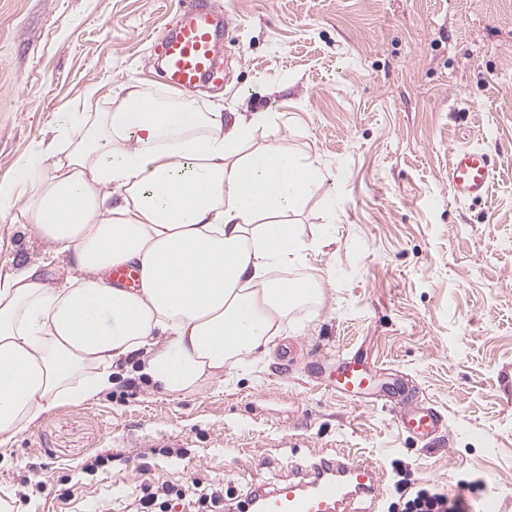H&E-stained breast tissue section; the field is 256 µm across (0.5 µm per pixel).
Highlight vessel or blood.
I'll return each instance as SVG.
<instances>
[{
  "mask_svg": "<svg viewBox=\"0 0 512 512\" xmlns=\"http://www.w3.org/2000/svg\"><path fill=\"white\" fill-rule=\"evenodd\" d=\"M237 27L227 14H219L209 0H187L173 25L160 37L153 58L165 67L168 86L186 92L202 84H222L217 60L219 39H234ZM495 178V167L481 149L459 146L451 151L448 184L461 202L483 198ZM370 369L357 356L338 358L333 383L337 393L357 398L369 385ZM443 424L441 412L432 407L397 412L396 427L426 440ZM382 479L375 462L339 452L316 458L307 476L257 493L246 501L248 512H374L382 494Z\"/></svg>",
  "mask_w": 512,
  "mask_h": 512,
  "instance_id": "b4317fda",
  "label": "vessel or blood"
}]
</instances>
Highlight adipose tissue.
Wrapping results in <instances>:
<instances>
[{
    "instance_id": "ef3b65f1",
    "label": "adipose tissue",
    "mask_w": 512,
    "mask_h": 512,
    "mask_svg": "<svg viewBox=\"0 0 512 512\" xmlns=\"http://www.w3.org/2000/svg\"><path fill=\"white\" fill-rule=\"evenodd\" d=\"M271 119L228 124L185 94L132 85L104 111L62 113L0 182V212L18 210L48 246L41 261L0 263V447L110 390L129 360L169 395L223 382L323 301V279L286 272L335 241L325 230L304 242L288 220L326 175L256 142ZM60 255L77 276L60 278ZM126 265L138 288L109 279Z\"/></svg>"
}]
</instances>
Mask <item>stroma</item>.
<instances>
[{
	"mask_svg": "<svg viewBox=\"0 0 512 512\" xmlns=\"http://www.w3.org/2000/svg\"><path fill=\"white\" fill-rule=\"evenodd\" d=\"M237 24L224 83L201 111L265 110L259 143L314 159L328 180L293 223L336 242L296 276L326 280L253 370L172 397L134 370L111 391L42 416L0 447L13 512H98L130 488L223 484V512L248 489L346 450L378 461L390 503L422 483L461 491L468 512L497 494L512 512V0H210ZM179 0H0V181L61 113L105 108L127 83L167 86L147 65ZM97 88L88 99V88ZM496 167L488 198L457 201L452 148ZM45 244L0 214V253L36 262ZM358 353L376 394L446 419L422 442L390 409L338 396L320 369ZM111 456L107 469L84 463ZM72 488L64 507L59 490Z\"/></svg>",
	"mask_w": 512,
	"mask_h": 512,
	"instance_id": "obj_1",
	"label": "stroma"
}]
</instances>
